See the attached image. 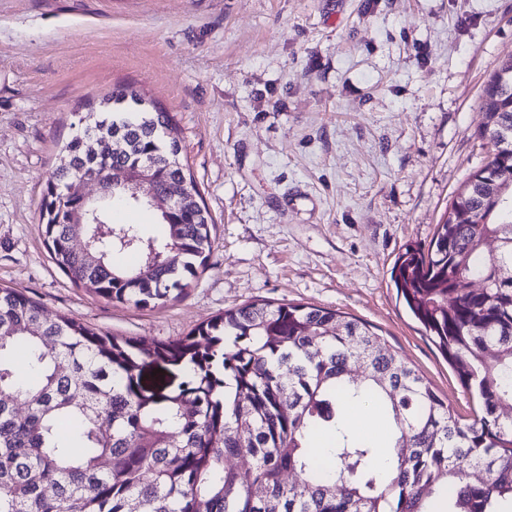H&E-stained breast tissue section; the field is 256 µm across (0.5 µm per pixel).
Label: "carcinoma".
Returning <instances> with one entry per match:
<instances>
[{
    "mask_svg": "<svg viewBox=\"0 0 512 512\" xmlns=\"http://www.w3.org/2000/svg\"><path fill=\"white\" fill-rule=\"evenodd\" d=\"M506 70L484 91L494 111L478 137L491 142L512 137ZM105 137L124 151L96 152L92 140ZM147 157L159 184L189 183L153 236L64 189L69 173L107 178ZM61 159L68 167L50 173L40 205L58 268L112 302L185 295L205 269L212 218L173 116L117 86ZM77 211L89 222L70 223ZM77 236L87 248H71ZM121 251L138 263L115 265ZM391 279L481 399L471 422L370 325L335 309L258 300L182 339L148 342L49 320L33 298L0 288V512H499L512 504V144L469 174L428 249L406 245ZM154 363L184 371L176 391L144 386ZM348 402H376L392 418L387 473L371 467L374 442L344 424ZM228 457L251 465L229 468Z\"/></svg>",
    "mask_w": 512,
    "mask_h": 512,
    "instance_id": "obj_1",
    "label": "carcinoma"
}]
</instances>
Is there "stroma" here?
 Here are the masks:
<instances>
[{"instance_id":"stroma-1","label":"stroma","mask_w":512,"mask_h":512,"mask_svg":"<svg viewBox=\"0 0 512 512\" xmlns=\"http://www.w3.org/2000/svg\"><path fill=\"white\" fill-rule=\"evenodd\" d=\"M512 56V0H0V287L120 338L175 341L258 299L370 324L463 421L479 402L390 274L428 246ZM171 112L213 222L185 296L142 308L74 285L39 222L88 100Z\"/></svg>"}]
</instances>
